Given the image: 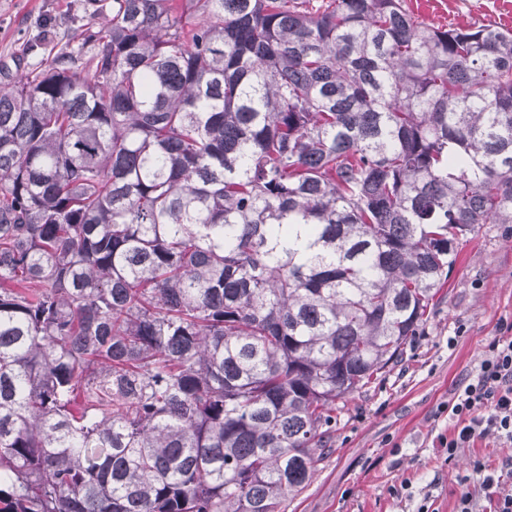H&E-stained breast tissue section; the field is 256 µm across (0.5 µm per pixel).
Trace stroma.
Returning a JSON list of instances; mask_svg holds the SVG:
<instances>
[{
  "mask_svg": "<svg viewBox=\"0 0 512 512\" xmlns=\"http://www.w3.org/2000/svg\"><path fill=\"white\" fill-rule=\"evenodd\" d=\"M420 20L512 29V0H405ZM96 0H0V63L12 77L35 69L67 42ZM512 323V224H485L463 242L448 283L405 359L336 411L332 452L286 512H455L458 482L473 458L489 469L512 454L493 438L447 464L440 407L471 379L489 344Z\"/></svg>",
  "mask_w": 512,
  "mask_h": 512,
  "instance_id": "35a3bbf8",
  "label": "stroma"
}]
</instances>
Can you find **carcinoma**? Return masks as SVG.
Wrapping results in <instances>:
<instances>
[{
  "instance_id": "carcinoma-1",
  "label": "carcinoma",
  "mask_w": 512,
  "mask_h": 512,
  "mask_svg": "<svg viewBox=\"0 0 512 512\" xmlns=\"http://www.w3.org/2000/svg\"><path fill=\"white\" fill-rule=\"evenodd\" d=\"M77 37L0 85V512H285L512 224V30L111 0Z\"/></svg>"
}]
</instances>
